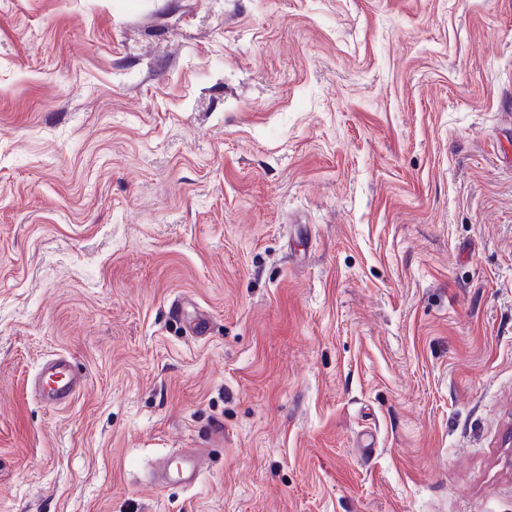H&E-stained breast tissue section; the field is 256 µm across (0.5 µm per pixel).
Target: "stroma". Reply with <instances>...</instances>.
Segmentation results:
<instances>
[{"label":"stroma","instance_id":"1","mask_svg":"<svg viewBox=\"0 0 512 512\" xmlns=\"http://www.w3.org/2000/svg\"><path fill=\"white\" fill-rule=\"evenodd\" d=\"M0 512H512V0H0ZM84 383L85 376L73 367L69 358L57 356L44 363L35 382V389L45 404L59 407L71 404ZM201 462L194 451L179 452L178 461L167 468V458H160L151 470V480L158 486L175 481L186 487L194 486L200 476Z\"/></svg>","mask_w":512,"mask_h":512}]
</instances>
